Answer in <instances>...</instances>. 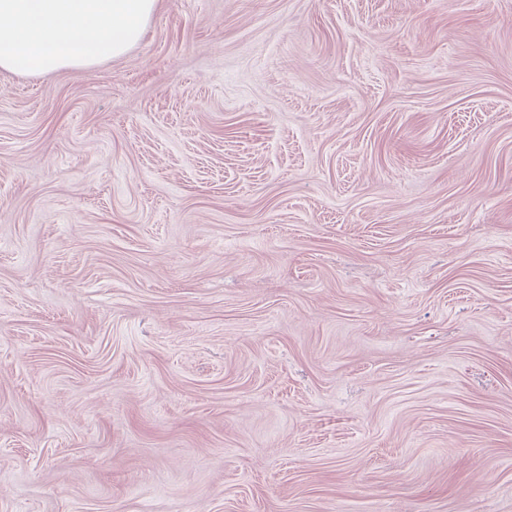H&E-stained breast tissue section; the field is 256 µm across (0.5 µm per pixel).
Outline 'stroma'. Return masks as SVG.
I'll list each match as a JSON object with an SVG mask.
<instances>
[{"label":"stroma","instance_id":"35a3bbf8","mask_svg":"<svg viewBox=\"0 0 512 512\" xmlns=\"http://www.w3.org/2000/svg\"><path fill=\"white\" fill-rule=\"evenodd\" d=\"M0 512H512V0L0 71Z\"/></svg>","mask_w":512,"mask_h":512}]
</instances>
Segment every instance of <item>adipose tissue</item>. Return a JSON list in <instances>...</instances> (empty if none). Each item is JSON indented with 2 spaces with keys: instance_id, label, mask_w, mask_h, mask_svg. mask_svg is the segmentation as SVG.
<instances>
[{
  "instance_id": "ef3b65f1",
  "label": "adipose tissue",
  "mask_w": 512,
  "mask_h": 512,
  "mask_svg": "<svg viewBox=\"0 0 512 512\" xmlns=\"http://www.w3.org/2000/svg\"><path fill=\"white\" fill-rule=\"evenodd\" d=\"M158 0H0V70L41 74L125 55Z\"/></svg>"
}]
</instances>
